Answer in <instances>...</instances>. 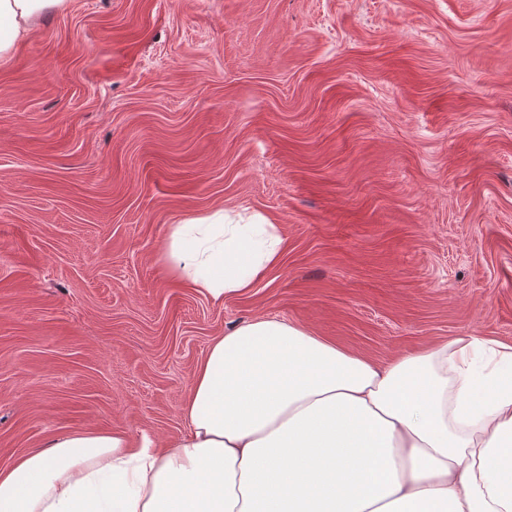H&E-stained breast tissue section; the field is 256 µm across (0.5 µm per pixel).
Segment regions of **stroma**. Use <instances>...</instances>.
<instances>
[{"instance_id": "obj_1", "label": "stroma", "mask_w": 512, "mask_h": 512, "mask_svg": "<svg viewBox=\"0 0 512 512\" xmlns=\"http://www.w3.org/2000/svg\"><path fill=\"white\" fill-rule=\"evenodd\" d=\"M220 210L286 248L219 305L159 257ZM264 317L382 363L512 344V0H71L0 65V467L181 437Z\"/></svg>"}]
</instances>
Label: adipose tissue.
Segmentation results:
<instances>
[{
    "instance_id": "obj_1",
    "label": "adipose tissue",
    "mask_w": 512,
    "mask_h": 512,
    "mask_svg": "<svg viewBox=\"0 0 512 512\" xmlns=\"http://www.w3.org/2000/svg\"><path fill=\"white\" fill-rule=\"evenodd\" d=\"M69 0H0V64ZM276 225H172L168 274L223 303L281 257ZM187 432L73 430L0 468V512H512V345L459 337L381 364L274 318L213 340Z\"/></svg>"
}]
</instances>
